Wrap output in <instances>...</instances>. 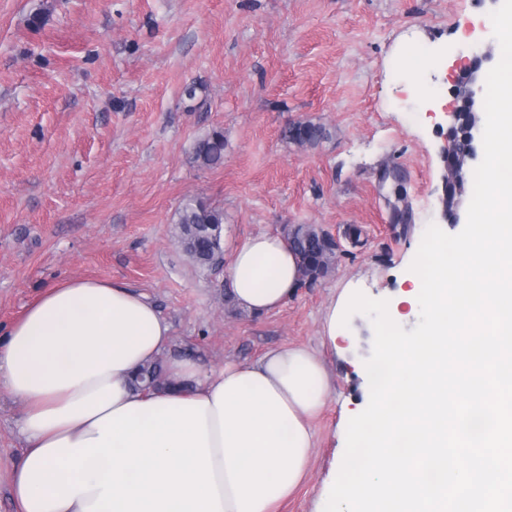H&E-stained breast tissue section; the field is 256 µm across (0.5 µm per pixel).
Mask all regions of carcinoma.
I'll use <instances>...</instances> for the list:
<instances>
[{"instance_id": "obj_1", "label": "carcinoma", "mask_w": 512, "mask_h": 512, "mask_svg": "<svg viewBox=\"0 0 512 512\" xmlns=\"http://www.w3.org/2000/svg\"><path fill=\"white\" fill-rule=\"evenodd\" d=\"M327 136L325 128L310 121L292 123L284 138L300 147H313ZM199 167L215 168L224 161V134L215 130L199 140L192 154ZM179 239L184 252L201 267H210L224 254L221 239L224 211L202 200L185 204L179 211ZM286 238L295 253L301 284H313L332 268L338 244L324 230L311 224H298L286 230ZM133 385L144 389L165 390L173 385L160 361L140 369Z\"/></svg>"}]
</instances>
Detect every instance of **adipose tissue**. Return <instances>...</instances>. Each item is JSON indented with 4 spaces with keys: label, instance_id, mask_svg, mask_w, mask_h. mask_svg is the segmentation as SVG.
I'll return each instance as SVG.
<instances>
[{
    "label": "adipose tissue",
    "instance_id": "obj_1",
    "mask_svg": "<svg viewBox=\"0 0 512 512\" xmlns=\"http://www.w3.org/2000/svg\"><path fill=\"white\" fill-rule=\"evenodd\" d=\"M226 274L254 314L299 286L295 254L273 234L234 246ZM170 340L144 294L83 279L48 287L0 336V391L23 407L17 512H274L296 490L330 389L317 354L284 346L207 375L174 358L170 376L191 391L133 390Z\"/></svg>",
    "mask_w": 512,
    "mask_h": 512
}]
</instances>
